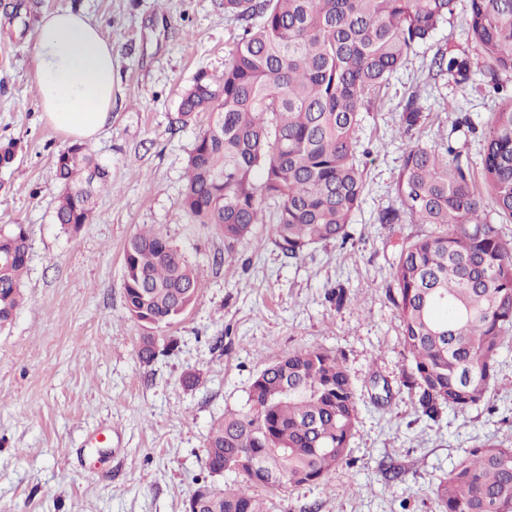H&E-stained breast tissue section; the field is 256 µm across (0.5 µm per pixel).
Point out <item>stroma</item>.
Masks as SVG:
<instances>
[{
    "label": "stroma",
    "instance_id": "stroma-1",
    "mask_svg": "<svg viewBox=\"0 0 512 512\" xmlns=\"http://www.w3.org/2000/svg\"><path fill=\"white\" fill-rule=\"evenodd\" d=\"M67 9L98 24L114 74L112 121L88 145L113 188L75 234L54 219L56 156L69 141L40 118L32 57L43 15ZM468 14L469 0H455L433 41L363 113V202L349 239L291 259L270 225L230 244L188 224L179 206L205 125L178 123L181 95L198 71L223 73L241 31L222 0H0V145H16L12 164L0 167V226L24 225L30 245L24 302L0 331V512H184L197 484L236 480L206 466L211 423L244 406L261 369L301 349L344 357L359 422L347 464L321 484L262 490L266 512H438L434 490L466 449L512 446V339L481 405L436 421L417 412L389 290L401 244L430 227L377 221L400 204L408 142L452 144L481 170L482 133L499 103L491 84L512 89V73L489 80ZM446 47L469 58L467 86L431 70ZM411 99L427 120L405 136L398 127ZM145 226L203 282L196 304L159 331L174 348L148 364L138 357L145 329L123 293L124 249ZM339 285L340 306L327 298Z\"/></svg>",
    "mask_w": 512,
    "mask_h": 512
}]
</instances>
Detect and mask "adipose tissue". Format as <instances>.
Instances as JSON below:
<instances>
[{"instance_id": "adipose-tissue-1", "label": "adipose tissue", "mask_w": 512, "mask_h": 512, "mask_svg": "<svg viewBox=\"0 0 512 512\" xmlns=\"http://www.w3.org/2000/svg\"><path fill=\"white\" fill-rule=\"evenodd\" d=\"M42 120L74 142H90L112 121V45L86 14L43 16L33 43Z\"/></svg>"}]
</instances>
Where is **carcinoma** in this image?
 Listing matches in <instances>:
<instances>
[{
    "label": "carcinoma",
    "instance_id": "obj_1",
    "mask_svg": "<svg viewBox=\"0 0 512 512\" xmlns=\"http://www.w3.org/2000/svg\"><path fill=\"white\" fill-rule=\"evenodd\" d=\"M454 0H223L244 23L218 77L198 72L178 120L207 117L187 160L180 207L191 224L212 226L233 243L256 224L272 225L275 246L299 259L312 247L344 242L364 189L357 157L361 114L415 48L427 45ZM490 74L512 72V0H470L467 20ZM433 65L460 85L470 63L451 49ZM424 121L408 101L400 129ZM482 188L451 145L412 144L397 192L402 208L381 224H430L404 242L389 299L411 371L403 384L417 411L480 405L496 385V363L512 334V238L487 220L492 208L512 223V93L485 132ZM62 186L57 223H90L108 171L74 144L56 157ZM29 252L24 225L0 227V331L23 304ZM124 295L132 319L155 329L196 303L201 281L183 253L147 228L124 251ZM359 419L355 384L335 353L305 349L261 370L245 406L224 412L207 436L210 473L241 456L254 466L224 488L198 485L200 512H264L255 489L325 482L348 461ZM441 512H512V447L481 443L437 485Z\"/></svg>",
    "mask_w": 512,
    "mask_h": 512
}]
</instances>
